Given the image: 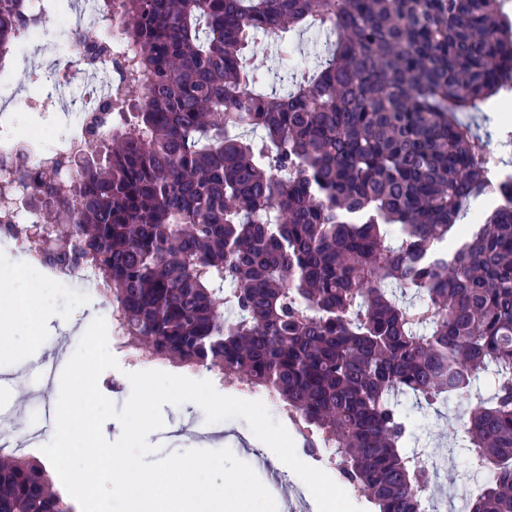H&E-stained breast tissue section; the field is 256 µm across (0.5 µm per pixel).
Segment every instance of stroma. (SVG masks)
I'll list each match as a JSON object with an SVG mask.
<instances>
[{
    "label": "stroma",
    "mask_w": 512,
    "mask_h": 512,
    "mask_svg": "<svg viewBox=\"0 0 512 512\" xmlns=\"http://www.w3.org/2000/svg\"><path fill=\"white\" fill-rule=\"evenodd\" d=\"M62 27L50 28L44 42L29 45L16 60L14 74L8 86L0 92V120H12L24 127H37L43 133L57 134L74 124V105L59 100L60 92H68L85 85L86 71L71 68L67 83H54L53 75L62 50L70 37L81 33L88 36L99 32L95 22L85 13L82 0H72L61 17ZM48 98L47 108L18 111L17 100L29 95ZM20 254L12 248L0 245V293L37 291L42 297L51 319L42 327V344L32 348L25 328L16 329L5 346H0V402L11 408L20 420H27L30 395H38L49 405H56L60 383L46 384L34 379V367L43 360L53 359L58 347L75 351L76 344L98 317L104 316L102 305L95 300H81L77 295L62 297L55 286L40 283L35 276L16 280L13 271L21 266ZM411 421L412 430L423 444L425 454L438 468L430 497L438 508H446L453 494V479L465 469L466 460L453 445L466 420L465 402L453 400L431 407H419L413 401L403 403ZM163 429L149 435V443L155 445V459L188 449H230L247 464H254L253 451L260 445L245 420L233 418L209 424L203 410L196 404L180 406L164 405Z\"/></svg>",
    "instance_id": "obj_1"
}]
</instances>
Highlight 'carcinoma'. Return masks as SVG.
Segmentation results:
<instances>
[{"instance_id": "1", "label": "carcinoma", "mask_w": 512, "mask_h": 512, "mask_svg": "<svg viewBox=\"0 0 512 512\" xmlns=\"http://www.w3.org/2000/svg\"><path fill=\"white\" fill-rule=\"evenodd\" d=\"M500 2L102 0L128 55L88 149L34 178L0 159L50 216V244L23 233L94 269L138 354L273 392L376 512H420L434 478L401 399L466 402L456 447L483 483L465 512H512V175L461 120L512 90ZM314 27L336 33L316 65L258 92L256 37ZM24 28L0 0V59ZM50 484L0 459V512H75Z\"/></svg>"}]
</instances>
